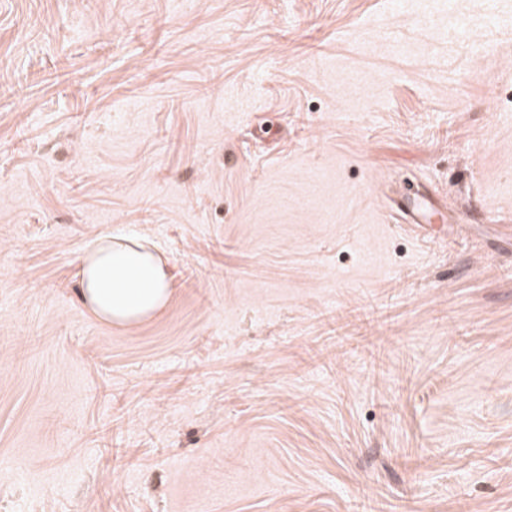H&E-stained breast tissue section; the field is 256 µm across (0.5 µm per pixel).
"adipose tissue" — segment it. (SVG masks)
Segmentation results:
<instances>
[{
  "label": "adipose tissue",
  "instance_id": "obj_1",
  "mask_svg": "<svg viewBox=\"0 0 512 512\" xmlns=\"http://www.w3.org/2000/svg\"><path fill=\"white\" fill-rule=\"evenodd\" d=\"M170 282L159 255L133 235L100 236L81 259L79 291L99 318L131 324L162 309Z\"/></svg>",
  "mask_w": 512,
  "mask_h": 512
}]
</instances>
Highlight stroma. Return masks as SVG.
I'll return each mask as SVG.
<instances>
[{"instance_id": "obj_1", "label": "stroma", "mask_w": 512, "mask_h": 512, "mask_svg": "<svg viewBox=\"0 0 512 512\" xmlns=\"http://www.w3.org/2000/svg\"><path fill=\"white\" fill-rule=\"evenodd\" d=\"M0 512H512V0H0ZM78 275L83 303L110 323L139 322L169 300L165 263L134 235L100 236L82 257Z\"/></svg>"}]
</instances>
